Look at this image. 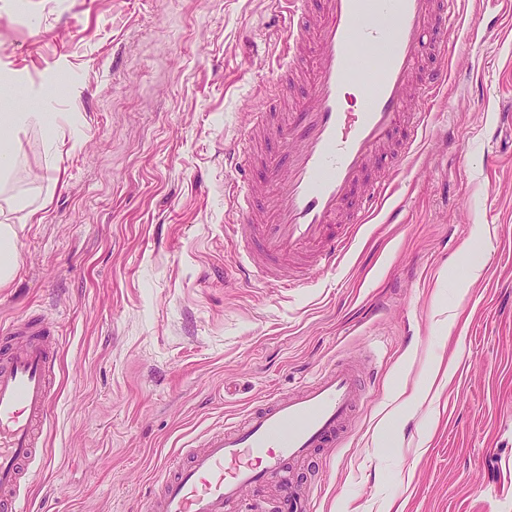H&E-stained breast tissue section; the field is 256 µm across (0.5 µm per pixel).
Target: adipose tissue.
I'll return each mask as SVG.
<instances>
[{
	"label": "adipose tissue",
	"instance_id": "adipose-tissue-1",
	"mask_svg": "<svg viewBox=\"0 0 512 512\" xmlns=\"http://www.w3.org/2000/svg\"><path fill=\"white\" fill-rule=\"evenodd\" d=\"M45 113L25 108L17 112L0 114V132L9 139L8 144L0 147V181L10 174L19 164L18 155L11 141L18 133L30 128L47 129ZM9 219L0 221V288L9 287L18 277L22 260L19 251V233L26 225L35 223L40 212L38 205L26 195L13 194L7 199Z\"/></svg>",
	"mask_w": 512,
	"mask_h": 512
}]
</instances>
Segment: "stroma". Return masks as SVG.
<instances>
[{"label": "stroma", "instance_id": "1", "mask_svg": "<svg viewBox=\"0 0 512 512\" xmlns=\"http://www.w3.org/2000/svg\"><path fill=\"white\" fill-rule=\"evenodd\" d=\"M281 25L273 0H0V113L56 133L14 143V189L48 205L0 289V324L45 317L59 346L28 512H136L184 441L339 357L372 395L292 469L316 512H512V17L449 50L401 222L290 291L224 275V150L265 108ZM437 358L451 380L378 437Z\"/></svg>", "mask_w": 512, "mask_h": 512}]
</instances>
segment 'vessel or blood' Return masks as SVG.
<instances>
[{
  "instance_id": "b4317fda",
  "label": "vessel or blood",
  "mask_w": 512,
  "mask_h": 512,
  "mask_svg": "<svg viewBox=\"0 0 512 512\" xmlns=\"http://www.w3.org/2000/svg\"><path fill=\"white\" fill-rule=\"evenodd\" d=\"M280 3L288 22L276 84L288 93L226 154L224 237L237 256L234 275L292 289L336 270L393 195L430 124L427 106L448 80L454 29L496 28L479 16L460 21L450 0ZM248 170L259 181L239 179ZM53 334L42 317L0 327V512H26L20 490L55 395ZM364 387L339 360L301 390L206 433L186 446L185 461L159 467L151 512H314L313 494L289 471L343 439ZM247 487L259 494L245 502Z\"/></svg>"
}]
</instances>
